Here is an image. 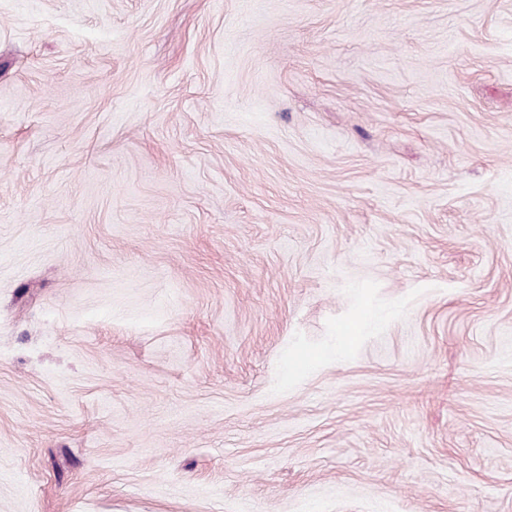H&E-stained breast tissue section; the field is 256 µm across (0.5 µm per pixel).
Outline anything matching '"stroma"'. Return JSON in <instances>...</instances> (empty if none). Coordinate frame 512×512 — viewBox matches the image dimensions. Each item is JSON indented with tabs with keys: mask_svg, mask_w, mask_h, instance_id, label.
Returning <instances> with one entry per match:
<instances>
[{
	"mask_svg": "<svg viewBox=\"0 0 512 512\" xmlns=\"http://www.w3.org/2000/svg\"><path fill=\"white\" fill-rule=\"evenodd\" d=\"M0 512H512V0H0Z\"/></svg>",
	"mask_w": 512,
	"mask_h": 512,
	"instance_id": "35a3bbf8",
	"label": "stroma"
}]
</instances>
